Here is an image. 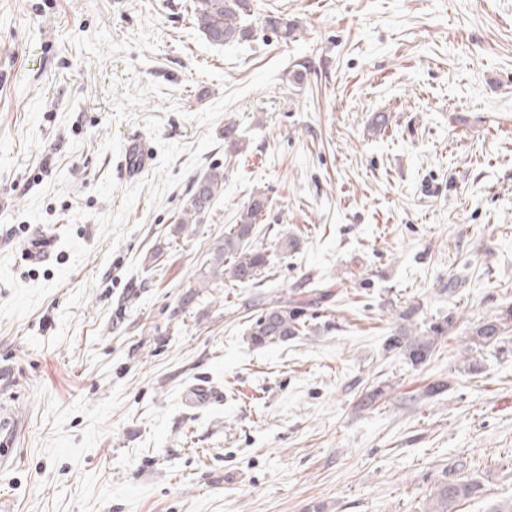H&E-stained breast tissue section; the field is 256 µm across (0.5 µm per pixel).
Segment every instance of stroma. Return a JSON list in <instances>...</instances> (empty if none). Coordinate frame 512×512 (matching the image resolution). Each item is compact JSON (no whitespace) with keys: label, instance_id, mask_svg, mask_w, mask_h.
Masks as SVG:
<instances>
[{"label":"stroma","instance_id":"1","mask_svg":"<svg viewBox=\"0 0 512 512\" xmlns=\"http://www.w3.org/2000/svg\"><path fill=\"white\" fill-rule=\"evenodd\" d=\"M273 13L293 40L219 47L188 0H0L5 512H429L456 478L480 490L453 512L512 500V352L462 365L512 306V0H252L247 24ZM257 189L269 268L200 287ZM314 288L308 335L251 344L246 302ZM444 318L425 365L386 351ZM148 150L140 136L128 138L124 145V169L129 176L141 173L148 161ZM224 188V171L219 167L209 169L199 177L191 190V196L182 217L178 220V232L186 229L188 224H196L211 206V202L217 197L218 192Z\"/></svg>","mask_w":512,"mask_h":512}]
</instances>
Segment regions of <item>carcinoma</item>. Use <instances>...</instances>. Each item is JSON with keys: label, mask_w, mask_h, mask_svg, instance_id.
I'll use <instances>...</instances> for the list:
<instances>
[{"label": "carcinoma", "mask_w": 512, "mask_h": 512, "mask_svg": "<svg viewBox=\"0 0 512 512\" xmlns=\"http://www.w3.org/2000/svg\"><path fill=\"white\" fill-rule=\"evenodd\" d=\"M250 13V0H193L192 16L197 30L211 44L224 46L247 39L252 30L243 24ZM266 27L283 34L288 39L295 34V24L278 15L264 19ZM224 188V171L218 167L209 169L199 177L191 190V196L177 230L182 232L189 224L197 223L211 206L218 192ZM266 208L263 192L252 195L247 207L236 224L224 234V241L217 245L210 258L207 277L220 282L230 281L246 284L269 265L265 251L245 250L242 243L253 234L259 216ZM317 298L299 299L295 296L278 297L270 302L248 303L246 307L259 306V314L250 325L249 336L256 346H269L305 335L308 323L305 310L316 304ZM512 324V308L475 328L469 339L468 350H498L504 342V334ZM448 332V323L429 325L422 335L412 334L401 328L388 337L386 350L402 354L412 366L426 363L436 347V342ZM479 485L471 481L450 480L438 490L437 507L432 512H450L451 506L460 499L477 493Z\"/></svg>", "instance_id": "1"}]
</instances>
